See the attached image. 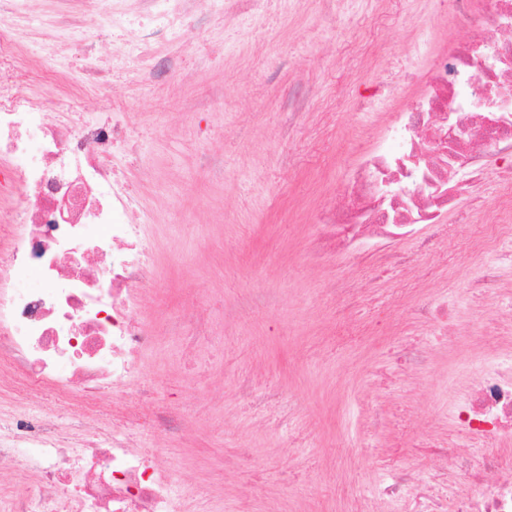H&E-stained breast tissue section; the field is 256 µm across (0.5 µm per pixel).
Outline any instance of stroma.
<instances>
[{
  "label": "stroma",
  "mask_w": 512,
  "mask_h": 512,
  "mask_svg": "<svg viewBox=\"0 0 512 512\" xmlns=\"http://www.w3.org/2000/svg\"><path fill=\"white\" fill-rule=\"evenodd\" d=\"M18 21L24 52L57 46L71 80L76 47L102 52L87 16L111 19L106 98L88 116L126 123L112 163L120 190L156 245L146 322L178 321L148 355L163 369L159 409L192 415V434L163 442L130 428L141 448L179 467L187 487L224 489V512H370L386 453L417 477L448 433V402L511 331L487 294L466 289L485 267L512 292V266L477 249L456 255L477 224H511L506 162L438 225L420 224L358 254L311 258L320 208L398 114L436 59L472 37L454 0H33ZM361 284L329 303L325 289ZM194 298L209 335L191 347ZM454 302L462 333L441 336L423 313ZM418 346L427 361L406 364ZM362 452L340 454L341 445Z\"/></svg>",
  "instance_id": "stroma-1"
}]
</instances>
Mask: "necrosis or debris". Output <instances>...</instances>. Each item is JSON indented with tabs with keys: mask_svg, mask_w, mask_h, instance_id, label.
<instances>
[{
	"mask_svg": "<svg viewBox=\"0 0 512 512\" xmlns=\"http://www.w3.org/2000/svg\"><path fill=\"white\" fill-rule=\"evenodd\" d=\"M25 2L0 0V363L18 381V403L51 393L79 399L94 430L71 448L49 419H0V458L17 475L39 476L21 495L0 484V512H203L223 489L185 491L179 469L124 432L131 423L165 438L192 422L151 409L161 377L140 369L160 337L139 311L155 282L154 242L119 194L110 161L127 128L48 122L59 98L75 107L101 84L65 88L54 53H16L17 30L4 17L23 13ZM471 4L457 0L474 36L439 59L425 91L320 211L337 250L434 222L458 195V172L473 186L492 157L512 155V0H488L480 16ZM453 122L462 133L450 132ZM448 426L481 456L440 451L430 479L446 491L428 497L402 461L387 459L374 485L383 512H512L511 349L459 387Z\"/></svg>",
	"mask_w": 512,
	"mask_h": 512,
	"instance_id": "obj_1",
	"label": "necrosis or debris"
}]
</instances>
